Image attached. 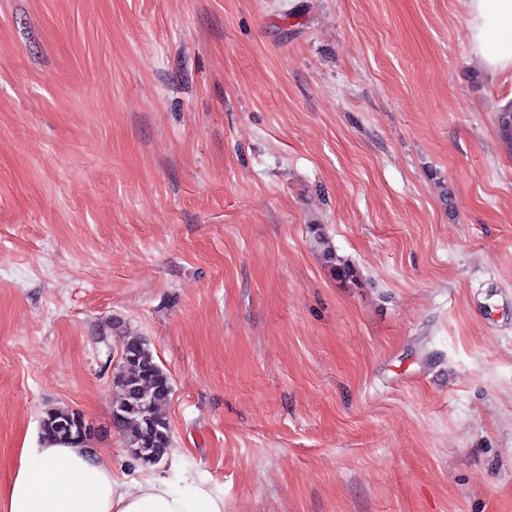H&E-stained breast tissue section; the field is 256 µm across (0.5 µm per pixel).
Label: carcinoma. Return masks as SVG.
<instances>
[{
	"label": "carcinoma",
	"instance_id": "cac0c4a2",
	"mask_svg": "<svg viewBox=\"0 0 512 512\" xmlns=\"http://www.w3.org/2000/svg\"><path fill=\"white\" fill-rule=\"evenodd\" d=\"M310 245L336 279L353 284L358 271L336 253L319 225L310 227ZM121 360L113 381L112 423L128 453L144 467L163 462L172 448V432L164 407L173 386L142 336L125 332ZM45 441L79 442L91 445L95 436L83 432L82 413L59 406L47 409L40 419Z\"/></svg>",
	"mask_w": 512,
	"mask_h": 512
}]
</instances>
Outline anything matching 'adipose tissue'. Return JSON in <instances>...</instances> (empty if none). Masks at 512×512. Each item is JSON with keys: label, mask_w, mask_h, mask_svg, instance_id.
<instances>
[{"label": "adipose tissue", "mask_w": 512, "mask_h": 512, "mask_svg": "<svg viewBox=\"0 0 512 512\" xmlns=\"http://www.w3.org/2000/svg\"><path fill=\"white\" fill-rule=\"evenodd\" d=\"M471 51L489 77L512 71V0H466ZM0 512H224L199 475L124 481L100 449L38 442L21 449Z\"/></svg>", "instance_id": "1"}]
</instances>
